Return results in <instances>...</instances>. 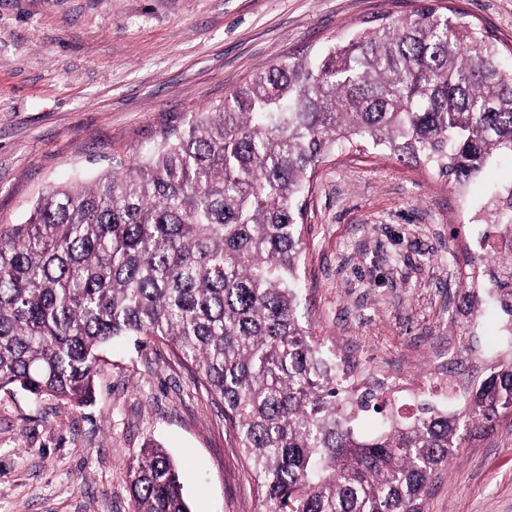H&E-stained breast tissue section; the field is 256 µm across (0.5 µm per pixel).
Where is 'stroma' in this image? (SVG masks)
Returning a JSON list of instances; mask_svg holds the SVG:
<instances>
[{
    "mask_svg": "<svg viewBox=\"0 0 512 512\" xmlns=\"http://www.w3.org/2000/svg\"><path fill=\"white\" fill-rule=\"evenodd\" d=\"M512 41V0H460ZM410 0H0V223L19 224L49 186L136 156L187 112L223 100L274 59L314 52ZM469 192L381 153L326 162L305 195L301 275L314 335L356 359L419 378L469 349L494 353L501 315L448 309L489 189ZM91 404L0 389V512H131L126 467L147 439L176 463L190 512H263L224 407L164 342L104 346ZM424 512H512V418L463 448Z\"/></svg>",
    "mask_w": 512,
    "mask_h": 512,
    "instance_id": "35a3bbf8",
    "label": "stroma"
}]
</instances>
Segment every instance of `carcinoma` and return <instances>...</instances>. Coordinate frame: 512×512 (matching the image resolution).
<instances>
[{"label":"carcinoma","instance_id":"1","mask_svg":"<svg viewBox=\"0 0 512 512\" xmlns=\"http://www.w3.org/2000/svg\"><path fill=\"white\" fill-rule=\"evenodd\" d=\"M450 0L277 58L185 114L136 160L39 195L0 224V388L79 407L99 349L168 343L224 404L265 512H423L462 448L512 413V341L477 359L457 410L339 370L302 316V203L320 166L380 152L462 190L512 158V44ZM471 221L512 227V184ZM461 288L474 316L479 281ZM131 512H189L161 446L127 467Z\"/></svg>","mask_w":512,"mask_h":512}]
</instances>
